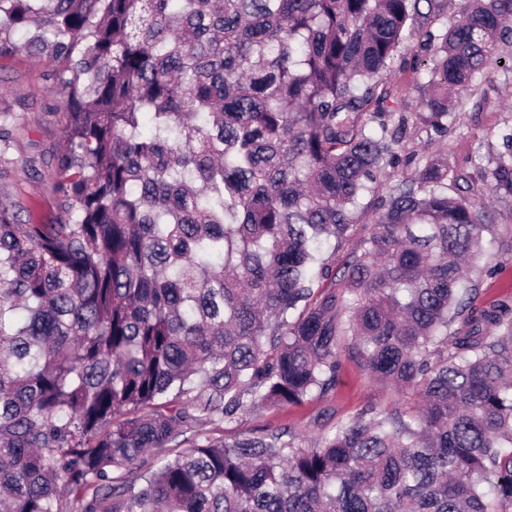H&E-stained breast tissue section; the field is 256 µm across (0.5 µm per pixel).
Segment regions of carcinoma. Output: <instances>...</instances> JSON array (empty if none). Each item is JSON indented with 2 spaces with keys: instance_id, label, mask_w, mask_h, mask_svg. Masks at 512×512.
Instances as JSON below:
<instances>
[{
  "instance_id": "1",
  "label": "carcinoma",
  "mask_w": 512,
  "mask_h": 512,
  "mask_svg": "<svg viewBox=\"0 0 512 512\" xmlns=\"http://www.w3.org/2000/svg\"><path fill=\"white\" fill-rule=\"evenodd\" d=\"M468 2L435 34L443 0H0V60L61 62L69 116L62 214L0 202V512H512V300L462 266L512 132L355 216L512 42V0ZM421 31L422 111H368ZM348 336L410 405L314 443L203 430L329 396Z\"/></svg>"
}]
</instances>
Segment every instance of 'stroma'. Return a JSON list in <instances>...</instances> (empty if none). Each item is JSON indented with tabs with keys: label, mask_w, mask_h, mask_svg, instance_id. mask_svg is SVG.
<instances>
[{
	"label": "stroma",
	"mask_w": 512,
	"mask_h": 512,
	"mask_svg": "<svg viewBox=\"0 0 512 512\" xmlns=\"http://www.w3.org/2000/svg\"><path fill=\"white\" fill-rule=\"evenodd\" d=\"M424 57L416 45L401 50L382 84L389 93L384 108L419 111L427 80ZM58 67L56 61L24 52L0 60V107H10L14 135L4 163L7 174L0 178V201L20 208L23 217L38 224L50 223L61 211L62 199L54 191L55 157L64 149L62 131L68 118L55 91L53 74ZM476 81L484 98L460 100L448 116L447 135L436 136L422 125H409L399 163L382 175V185L412 176L420 160L429 157H443L463 167L473 161L487 163L502 145L501 134L512 127V69L491 60ZM481 263L487 271L479 278L478 302L512 298V253H498L489 244ZM397 399L392 390L371 381L358 360L347 356L333 396L292 406H257L240 418L236 431L288 428L310 441L366 407L385 408Z\"/></svg>",
	"instance_id": "obj_1"
}]
</instances>
